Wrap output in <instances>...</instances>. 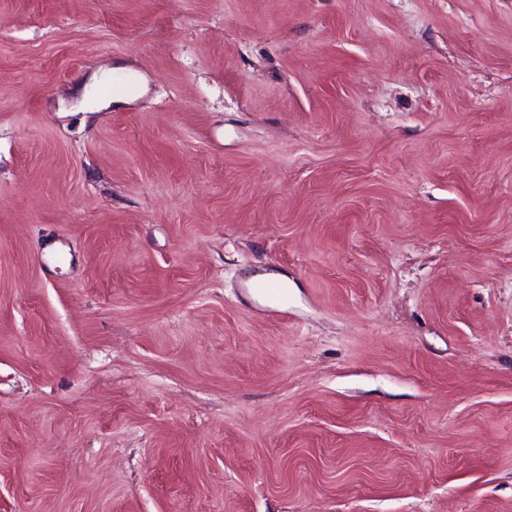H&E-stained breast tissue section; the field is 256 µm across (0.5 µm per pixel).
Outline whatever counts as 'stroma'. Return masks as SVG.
Instances as JSON below:
<instances>
[{
  "label": "stroma",
  "mask_w": 512,
  "mask_h": 512,
  "mask_svg": "<svg viewBox=\"0 0 512 512\" xmlns=\"http://www.w3.org/2000/svg\"><path fill=\"white\" fill-rule=\"evenodd\" d=\"M0 512H512V0H0Z\"/></svg>",
  "instance_id": "obj_1"
}]
</instances>
